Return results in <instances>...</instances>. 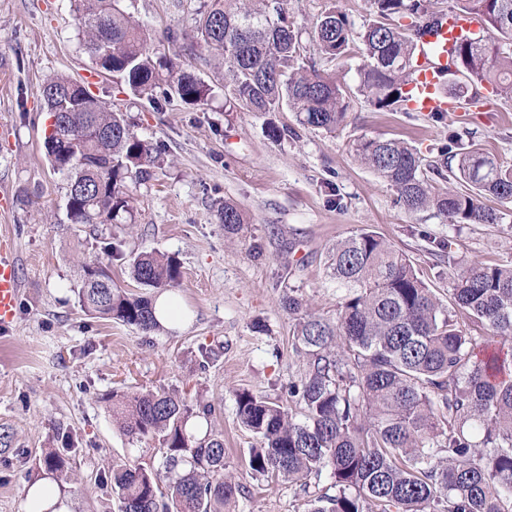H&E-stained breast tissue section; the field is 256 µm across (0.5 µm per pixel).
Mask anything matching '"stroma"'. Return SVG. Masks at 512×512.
<instances>
[{
    "mask_svg": "<svg viewBox=\"0 0 512 512\" xmlns=\"http://www.w3.org/2000/svg\"><path fill=\"white\" fill-rule=\"evenodd\" d=\"M206 3L121 0L151 47L220 86L222 57L163 40L169 30L193 37ZM284 7L307 41L325 8L346 13L358 31L373 18L369 0H284ZM308 55L352 88L347 117L331 133L303 129L274 140L268 121L292 127L294 113L228 112L220 97L195 107L175 98L154 110L96 69L71 0H0V244L15 259L22 289L16 324L0 331V512H23L25 488L44 480L39 461L50 449L75 472L61 491L68 512H118L116 496L102 484L113 462L150 467L159 455L154 442L117 428L112 394L160 388L213 404L226 471L239 486L230 512H302L297 485L258 480L246 469L258 440L235 412V393L243 389L287 400L288 381L302 366L285 296L295 293L318 313L335 315L325 253L364 225L408 256L443 299L450 262H512L511 205L499 224H453L431 209L407 212L395 189L350 151L361 136H382L438 162L449 134L467 131L512 163V95L496 94L483 105L461 101L441 117L379 111L357 90L359 54L330 61L312 47ZM53 75L87 83L134 132L164 144L153 180L129 187L131 222H67V181L47 162L51 119L38 95ZM223 199L242 210L244 234H225L215 212ZM109 242L127 256L156 250L178 260L173 293L183 327L146 335L80 307L78 268Z\"/></svg>",
    "mask_w": 512,
    "mask_h": 512,
    "instance_id": "1",
    "label": "stroma"
}]
</instances>
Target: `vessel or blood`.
Instances as JSON below:
<instances>
[{
    "label": "vessel or blood",
    "instance_id": "b4317fda",
    "mask_svg": "<svg viewBox=\"0 0 512 512\" xmlns=\"http://www.w3.org/2000/svg\"><path fill=\"white\" fill-rule=\"evenodd\" d=\"M474 18L461 12H442L425 22L417 37L412 78L407 87L410 111L426 114L448 109L443 90L448 75V45L459 38H476ZM20 282L12 254L0 250V326L11 325L17 316Z\"/></svg>",
    "mask_w": 512,
    "mask_h": 512
}]
</instances>
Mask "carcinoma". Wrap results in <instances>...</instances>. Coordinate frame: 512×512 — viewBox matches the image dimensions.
<instances>
[{
	"label": "carcinoma",
	"mask_w": 512,
	"mask_h": 512,
	"mask_svg": "<svg viewBox=\"0 0 512 512\" xmlns=\"http://www.w3.org/2000/svg\"><path fill=\"white\" fill-rule=\"evenodd\" d=\"M463 12L482 18L495 32L488 39L456 42L448 75L457 98L482 82L512 91V0H465ZM374 20L359 33L348 16L326 10L313 41L335 60L358 48V91L378 110L407 111L406 91L415 51L414 34L429 15L425 0H370ZM84 46L99 71L159 110L176 97L205 105L214 88L152 49L119 0H75ZM409 18L408 24L394 17ZM190 48L224 59V111L296 114L303 128L333 131L347 114L351 89L316 69L307 58L301 29L282 0H209ZM39 95L55 122L45 134L52 169L66 175L70 224H120L130 213L128 185L152 179L162 146L137 135L121 112L111 111L81 82L46 79ZM459 179L448 190L429 176L442 170L397 139H358L357 161L397 192V202L415 212L433 209L453 224H498L493 199L512 204V165L464 135H455ZM224 231L245 224L231 201L216 202ZM131 279L161 290L179 283L171 256L142 251L130 256ZM341 295L336 316L313 312L289 295L293 348L303 358L288 381V403L242 390L236 393L239 423L259 439L249 450L250 473L266 482L307 488L325 476L329 484L311 496L304 512H512V264L471 263L454 268L449 305L376 231L366 227L336 241L325 260ZM78 302L88 313L160 330L150 296L112 283L101 257L82 262ZM480 323L472 336L461 317ZM112 413L122 432L156 440L157 468L117 463L109 474L119 512H224L237 484L225 473L224 433L187 431L193 418L211 423L214 407L191 403L164 389L112 393ZM58 487L72 480L66 459H42Z\"/></svg>",
	"instance_id": "carcinoma-1"
}]
</instances>
